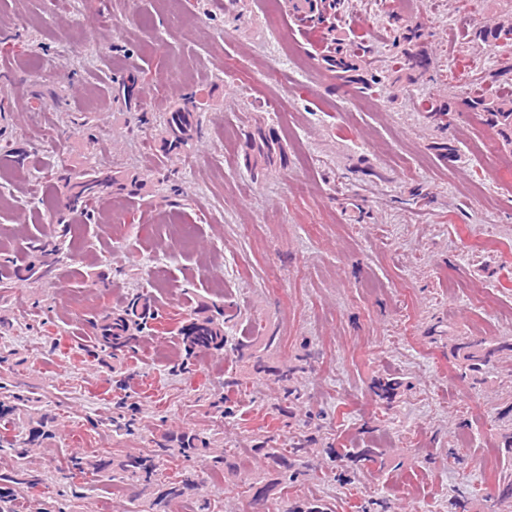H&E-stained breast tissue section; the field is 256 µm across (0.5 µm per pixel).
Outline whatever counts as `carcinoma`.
Wrapping results in <instances>:
<instances>
[{"label":"carcinoma","instance_id":"cac0c4a2","mask_svg":"<svg viewBox=\"0 0 512 512\" xmlns=\"http://www.w3.org/2000/svg\"><path fill=\"white\" fill-rule=\"evenodd\" d=\"M425 35L424 23L418 21L414 26L400 33L393 39L392 46L397 47L400 41L407 43L417 42ZM465 43L481 41L483 44L504 48L512 53V24L503 23L496 27L482 26L474 32H464ZM342 39L337 37L334 49L324 55L323 61L329 70L336 73V78L344 82L352 81L350 73L365 69L371 72L370 78L360 79L362 89L372 90L383 83L382 77L373 73L371 63L363 56L343 55ZM470 84L473 92L465 101L466 106L483 115V120L498 130L506 142L512 144V82L501 80V77L512 74V56L503 59L500 67L494 71H485L474 68L469 71ZM427 119L437 128H447L451 124L453 108L451 104L429 103L424 106ZM195 124L193 112H170L164 123V133L170 145L177 148L192 136ZM243 160L251 168L258 161L273 166L283 158V152L276 139L258 129L244 137L242 147ZM112 177L92 174H78L70 185V195L65 203V210L73 220H81L87 216L93 204L112 187ZM26 279L40 280L51 272V265L46 261L29 262L25 265ZM142 323L138 322V314L134 310H127L122 314L108 317L106 323L101 325L98 336V345L104 348L127 347L135 348L137 338L135 333L140 331ZM185 355H192L199 348H224V323L217 318H204L196 320L182 329ZM470 350L465 356L469 361L468 370L479 373L487 366L496 353V349L484 346L482 341H470L464 344ZM4 386H0V455H13L22 457L30 453V448L38 445L51 434L43 425L44 417L33 419V412L29 409L30 399L20 394L2 393ZM28 419L30 428L28 435L23 437L14 434L16 424ZM194 455H203L210 458L211 468L217 473L224 472L225 456L211 448V442L196 434L183 435L178 439L175 448H160L147 457L129 459L119 465V470L111 468V463L99 458L90 460L86 457L72 456L68 459L67 469L69 479L73 480L88 472H92L109 481L130 482L139 485H152L161 482L163 491L154 500V505L164 507L177 498H189L197 490L198 481L195 474L187 469H180L172 476L164 474L166 458H190ZM7 485L0 486V512H17L19 497L8 484L14 482L10 475L0 477Z\"/></svg>","mask_w":512,"mask_h":512}]
</instances>
